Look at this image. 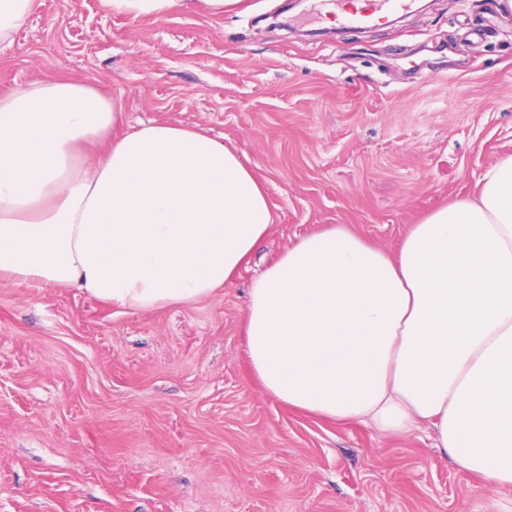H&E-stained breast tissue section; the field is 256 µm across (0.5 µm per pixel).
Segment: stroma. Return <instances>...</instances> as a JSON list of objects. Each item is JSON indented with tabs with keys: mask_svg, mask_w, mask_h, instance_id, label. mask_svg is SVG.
Listing matches in <instances>:
<instances>
[{
	"mask_svg": "<svg viewBox=\"0 0 512 512\" xmlns=\"http://www.w3.org/2000/svg\"><path fill=\"white\" fill-rule=\"evenodd\" d=\"M85 80L127 126L201 129L261 181L275 222L215 297L151 311L0 281V512H512L421 427L392 437L262 391L242 322L253 278L345 224L395 251L512 157V13L423 0L323 26L288 0L162 18L38 0L0 44V96Z\"/></svg>",
	"mask_w": 512,
	"mask_h": 512,
	"instance_id": "1",
	"label": "stroma"
}]
</instances>
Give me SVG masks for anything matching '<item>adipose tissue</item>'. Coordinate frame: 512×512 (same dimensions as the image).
Returning <instances> with one entry per match:
<instances>
[{"mask_svg": "<svg viewBox=\"0 0 512 512\" xmlns=\"http://www.w3.org/2000/svg\"><path fill=\"white\" fill-rule=\"evenodd\" d=\"M104 2L163 17L235 0ZM123 122L87 82L0 98V280L153 310L214 296L247 263L274 218L238 155ZM244 333L252 375L288 407L382 433L429 424L484 487L512 490V157L396 252L342 224L301 237L254 279Z\"/></svg>", "mask_w": 512, "mask_h": 512, "instance_id": "1", "label": "adipose tissue"}]
</instances>
